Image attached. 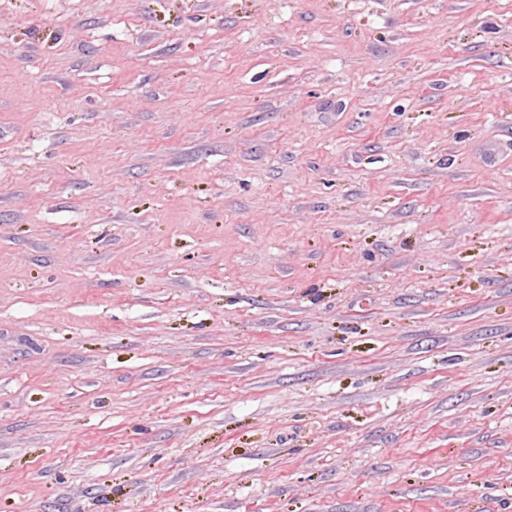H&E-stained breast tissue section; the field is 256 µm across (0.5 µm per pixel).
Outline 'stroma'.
<instances>
[{
	"instance_id": "1",
	"label": "stroma",
	"mask_w": 512,
	"mask_h": 512,
	"mask_svg": "<svg viewBox=\"0 0 512 512\" xmlns=\"http://www.w3.org/2000/svg\"><path fill=\"white\" fill-rule=\"evenodd\" d=\"M0 512H512V0H0Z\"/></svg>"
}]
</instances>
